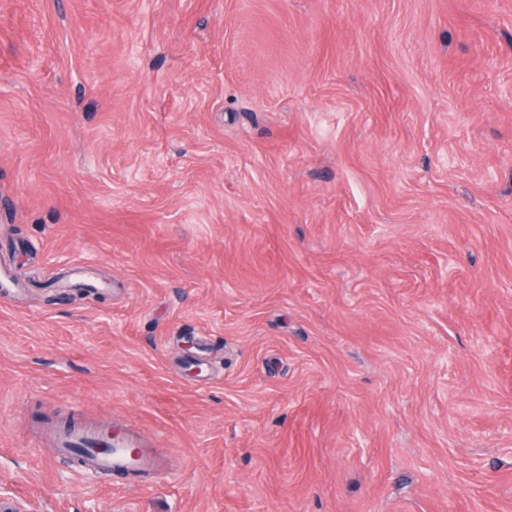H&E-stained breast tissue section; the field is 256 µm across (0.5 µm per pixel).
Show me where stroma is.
Wrapping results in <instances>:
<instances>
[{"label":"stroma","instance_id":"1","mask_svg":"<svg viewBox=\"0 0 512 512\" xmlns=\"http://www.w3.org/2000/svg\"><path fill=\"white\" fill-rule=\"evenodd\" d=\"M0 268L6 505L512 512V0H0ZM103 432L93 428H75L63 431L57 437V446L68 454L70 448L80 442H91L96 440ZM110 448H90L92 455L75 467L91 470L104 478L133 476L141 467L142 451H133V442L122 433L110 436Z\"/></svg>","mask_w":512,"mask_h":512}]
</instances>
